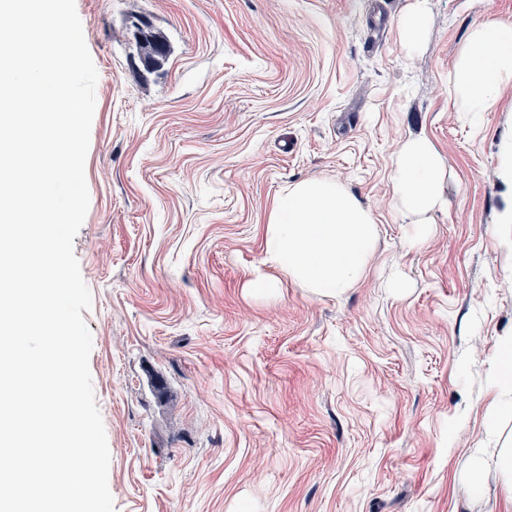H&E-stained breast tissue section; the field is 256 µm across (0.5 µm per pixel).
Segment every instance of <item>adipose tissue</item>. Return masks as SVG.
<instances>
[{
    "label": "adipose tissue",
    "mask_w": 512,
    "mask_h": 512,
    "mask_svg": "<svg viewBox=\"0 0 512 512\" xmlns=\"http://www.w3.org/2000/svg\"><path fill=\"white\" fill-rule=\"evenodd\" d=\"M512 79V24L489 19L476 25L448 75L458 108L482 112L493 107L503 83ZM392 198L415 218L417 238L430 236L429 214L447 206L446 170L425 139L406 141L391 170ZM378 227L368 208L330 179L297 183L281 193L269 214L266 262L277 278L261 277L265 287L278 277L297 283L317 297L336 298L364 278L374 255Z\"/></svg>",
    "instance_id": "1"
}]
</instances>
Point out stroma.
I'll return each mask as SVG.
<instances>
[{"mask_svg": "<svg viewBox=\"0 0 512 512\" xmlns=\"http://www.w3.org/2000/svg\"><path fill=\"white\" fill-rule=\"evenodd\" d=\"M412 3L75 0L98 81L74 252L115 512H512L495 463L512 418L491 416L512 333V85L487 112L448 95L473 27L512 23V0H428L410 51ZM136 16L171 48L145 78ZM413 138L448 170L423 241L391 193ZM309 179L378 226L338 299L254 285L273 273L275 198ZM427 0H415L411 9L401 18L400 29L404 44L409 49L419 42L428 21ZM499 180L505 187L498 211L499 223H512V156L499 171Z\"/></svg>", "mask_w": 512, "mask_h": 512, "instance_id": "1", "label": "stroma"}]
</instances>
